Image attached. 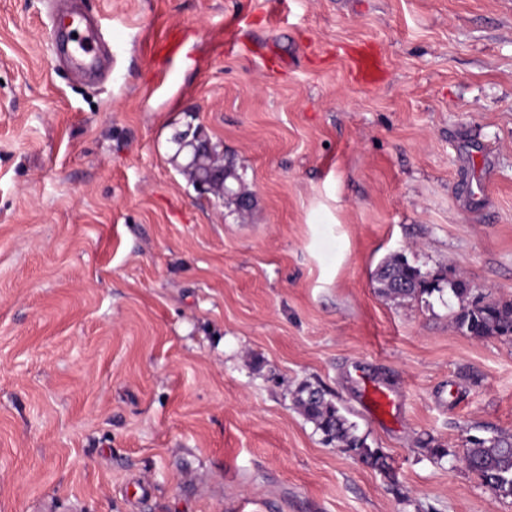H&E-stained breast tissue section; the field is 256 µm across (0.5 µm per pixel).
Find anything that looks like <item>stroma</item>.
Instances as JSON below:
<instances>
[{
  "instance_id": "35a3bbf8",
  "label": "stroma",
  "mask_w": 512,
  "mask_h": 512,
  "mask_svg": "<svg viewBox=\"0 0 512 512\" xmlns=\"http://www.w3.org/2000/svg\"><path fill=\"white\" fill-rule=\"evenodd\" d=\"M52 2L0 0V512H512L461 462L512 434V338L376 281L401 253L512 301V0H76L97 82ZM188 124L249 213L171 163ZM305 383L388 471L324 441ZM60 21V27L52 31V45L55 53L70 58L73 64L83 71H93L96 58L92 54L93 46L98 41V31L87 25L82 16L71 14ZM77 34V38L73 37ZM349 73L359 84L366 87L378 85L385 72L382 55L366 43L350 45L345 50ZM367 410L374 417L381 418L390 413L392 399L390 394L380 386L370 384L365 388Z\"/></svg>"
}]
</instances>
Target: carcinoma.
<instances>
[{
  "label": "carcinoma",
  "instance_id": "carcinoma-1",
  "mask_svg": "<svg viewBox=\"0 0 512 512\" xmlns=\"http://www.w3.org/2000/svg\"><path fill=\"white\" fill-rule=\"evenodd\" d=\"M171 142L175 145L171 161L181 164L180 171L191 184L196 176L203 174L213 164V158L223 154L215 142L211 143L210 152L200 156L194 154L184 133L178 138H172ZM376 281L382 293L395 300L441 291L436 285L425 287L421 271L411 266L401 254L389 257L378 267ZM447 284L448 290L460 302L455 322L461 331L474 338L512 335V302L492 301L480 307L478 301L469 300L471 288L464 276L458 275L448 280ZM295 404L326 442L358 455L364 463L374 468L381 471L387 469L384 455L367 447L364 438L357 434L356 425L341 413L333 401L327 399L323 389L307 383L301 385L295 395ZM462 461L492 489L512 494L511 434L470 438Z\"/></svg>",
  "mask_w": 512,
  "mask_h": 512
}]
</instances>
